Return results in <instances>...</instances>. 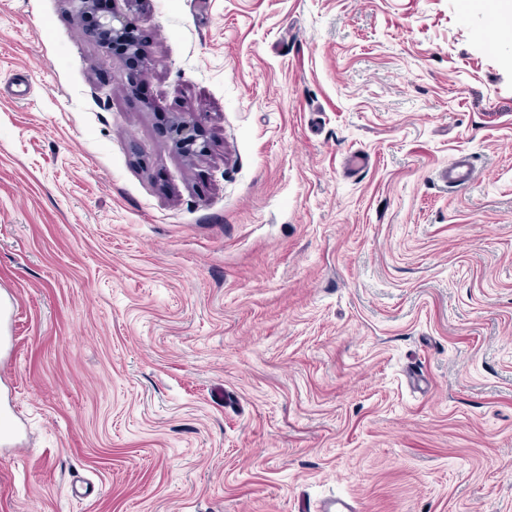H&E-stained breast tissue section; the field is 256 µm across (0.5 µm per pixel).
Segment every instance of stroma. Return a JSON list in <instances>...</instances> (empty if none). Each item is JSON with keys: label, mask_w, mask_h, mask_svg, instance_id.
I'll return each instance as SVG.
<instances>
[{"label": "stroma", "mask_w": 512, "mask_h": 512, "mask_svg": "<svg viewBox=\"0 0 512 512\" xmlns=\"http://www.w3.org/2000/svg\"><path fill=\"white\" fill-rule=\"evenodd\" d=\"M108 4L0 0V512H512V0ZM132 26V21L128 18L117 16L109 11L100 16L93 36L106 51L110 50L113 42H125L128 58L138 61L141 55L139 43L128 38L129 29ZM170 129L172 139L177 145L190 152H197V149H194L197 143L195 127L190 121L180 116L179 112L174 113Z\"/></svg>", "instance_id": "stroma-1"}]
</instances>
